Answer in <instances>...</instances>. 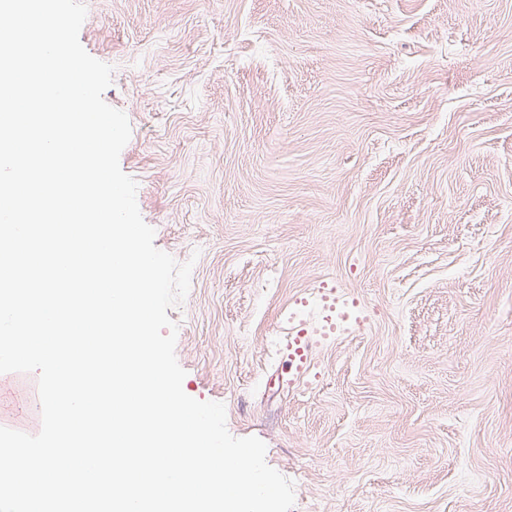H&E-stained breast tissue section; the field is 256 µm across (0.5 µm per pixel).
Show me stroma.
Here are the masks:
<instances>
[{"mask_svg":"<svg viewBox=\"0 0 512 512\" xmlns=\"http://www.w3.org/2000/svg\"><path fill=\"white\" fill-rule=\"evenodd\" d=\"M154 244L192 262L184 392L293 512H512V0H83ZM331 281L369 327L283 367ZM0 374V427L41 429Z\"/></svg>","mask_w":512,"mask_h":512,"instance_id":"obj_1","label":"stroma"}]
</instances>
